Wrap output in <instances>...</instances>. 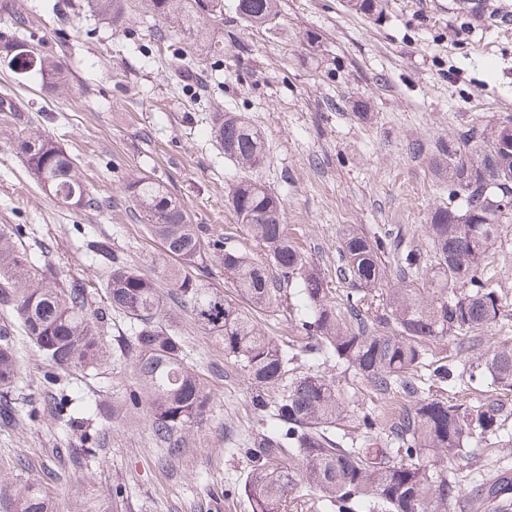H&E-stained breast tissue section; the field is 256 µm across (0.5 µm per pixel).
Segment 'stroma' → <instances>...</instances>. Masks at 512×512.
I'll return each instance as SVG.
<instances>
[{
    "label": "stroma",
    "mask_w": 512,
    "mask_h": 512,
    "mask_svg": "<svg viewBox=\"0 0 512 512\" xmlns=\"http://www.w3.org/2000/svg\"><path fill=\"white\" fill-rule=\"evenodd\" d=\"M55 2L18 5L32 19L24 39L63 59L68 92L42 88L0 58V99L21 114L0 120V224L24 225L26 239L46 247L48 269L83 279L101 307L102 272L84 256L83 235L109 241L155 278L169 264L129 209L122 182L130 175L164 181L193 223L262 258L225 203L239 172L211 139L210 113H245L264 133L267 159L253 176L283 198L292 240L339 299L348 288L336 275L343 232L398 233L427 248L430 211L450 203L430 150L512 116V0H486L478 19L459 0H382L373 16L344 0H280L275 21L255 28L228 10L214 24L224 51L203 62L209 85L198 98L172 66L178 41L149 39L144 0H127L133 23L125 32L86 6L58 28ZM32 132L84 159L90 191L109 208H65L46 195L13 148ZM415 143L425 153H413ZM488 267L490 287L512 313V226ZM4 326L14 334L20 377L7 394L15 419L0 426V482L42 485L54 512H251L241 489L244 449L262 422L248 404L247 377L225 365L219 342L184 323L187 360L213 398L172 456L143 410L112 411L113 400L136 388L132 358L118 352L93 376L64 371L0 311ZM62 386L93 405L81 428L50 407ZM504 461L512 464V442L486 439L476 459L455 466L461 493L474 494Z\"/></svg>",
    "instance_id": "35a3bbf8"
}]
</instances>
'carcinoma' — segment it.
Here are the masks:
<instances>
[{"label": "carcinoma", "instance_id": "obj_1", "mask_svg": "<svg viewBox=\"0 0 512 512\" xmlns=\"http://www.w3.org/2000/svg\"><path fill=\"white\" fill-rule=\"evenodd\" d=\"M153 40L176 38L184 44L177 67L195 88L202 73L195 60L224 50L214 37L213 21L224 15V0H146ZM95 13L117 30L130 22L125 0H92ZM280 0H234L236 17L248 26L271 24ZM29 19L16 0H0V55L14 72L40 79L54 90H69L62 61L35 53L36 64L21 58L19 31ZM210 134L224 159L250 171L266 158L265 138L241 112H214ZM512 117L490 128L464 132L436 147L439 166L448 174L456 205L439 206L425 226L430 256L402 248L394 240L357 229L341 238L339 275L351 284L344 310L331 300L324 273L311 265L288 239L283 200L250 175L230 184L226 203L242 231L265 250L261 260L226 245L190 217L169 187L146 175L124 183L130 208L148 234L173 260L166 277L172 305L164 304L156 279L90 240V257L105 273L108 308L93 304L84 281H61L48 274L19 240L22 228L0 225V307L13 313L27 338L51 366L93 371L111 358L106 340L112 314L129 320L130 357L137 391L129 401L148 415L154 435L168 454L181 451L182 433L202 420L212 395L187 362L182 318L224 344V358L248 376L249 404L265 418L266 428L245 449L248 466L243 491L252 512H473L476 500L459 495L454 464L472 460L474 436H504L500 402L450 403L433 389L459 382L467 387L488 375L512 392V342L503 343L473 364L469 352L481 332L506 319L504 302L489 287L488 254L512 220ZM16 149L42 190L66 208L101 209L106 201L86 187L82 163L51 137L32 133ZM477 159H472V156ZM396 254L399 286L384 287L385 255ZM215 262L224 279L253 310L280 307L283 289L293 287L300 305L295 330L301 352L346 367L379 400L406 404L386 417L365 409L356 416L360 442L345 444L333 434L348 417V405L335 380L308 371L292 373L294 357L283 340L271 336L248 314L207 286L197 271ZM458 337L462 372L454 374L446 357L432 346ZM17 357L10 332L0 328V393L17 378ZM304 482L315 497L295 495ZM9 512H51L38 484L12 482L0 489ZM479 500L493 512L512 506V474L497 469L481 485Z\"/></svg>", "mask_w": 512, "mask_h": 512}]
</instances>
